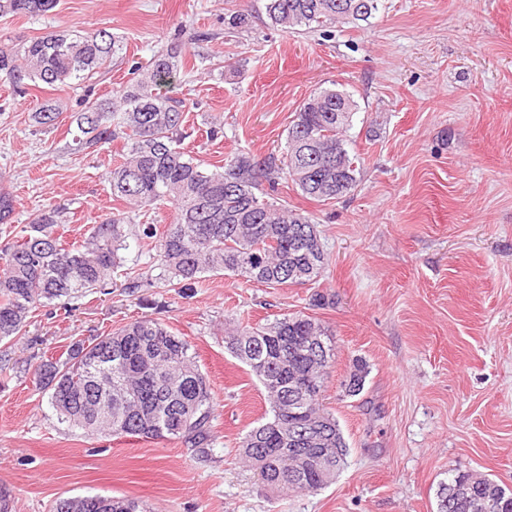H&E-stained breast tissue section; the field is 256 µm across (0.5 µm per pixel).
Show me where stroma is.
Masks as SVG:
<instances>
[{
  "label": "stroma",
  "mask_w": 512,
  "mask_h": 512,
  "mask_svg": "<svg viewBox=\"0 0 512 512\" xmlns=\"http://www.w3.org/2000/svg\"><path fill=\"white\" fill-rule=\"evenodd\" d=\"M266 3L59 0L44 16L0 15L2 47L57 31L124 41L87 84L0 77V193L14 200L0 248L46 207L61 211L66 244L123 210L108 182L122 141L75 152L72 117L85 98L118 95L174 39L191 67L167 94L185 105L184 150L206 168L280 154L299 107L323 89L352 95L347 137L361 158L341 197L314 201L284 180L274 195L317 225L327 264L316 282L270 288L208 273L183 288L133 246L104 291L42 303L0 340V489L12 512H51L77 495L135 498L149 512H436L439 484L461 472L512 488V0H377L368 20L299 33L272 25ZM241 9L249 26L231 28ZM228 56L239 70L225 69ZM44 103L56 122H34ZM137 275L143 287L128 288ZM300 313L335 342L322 399L349 453L325 488L282 494L242 459L239 443L268 407L224 330ZM145 317L188 341L209 380L206 449L86 435L59 423L35 384L41 360ZM359 360L368 375L354 395Z\"/></svg>",
  "instance_id": "1"
}]
</instances>
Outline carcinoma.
<instances>
[{"instance_id": "obj_1", "label": "carcinoma", "mask_w": 512, "mask_h": 512, "mask_svg": "<svg viewBox=\"0 0 512 512\" xmlns=\"http://www.w3.org/2000/svg\"><path fill=\"white\" fill-rule=\"evenodd\" d=\"M58 0H0L1 14L43 15ZM375 0H267L266 14L281 27H332L366 20ZM122 50L105 31L93 35L59 31L19 46L0 47V74L17 86L86 82L104 74ZM184 67L172 44L136 67L132 82L116 99L86 100L75 115L76 150L93 152L124 141L112 169V195L129 212L170 202L176 216L161 235L152 225L135 235L143 247L153 239L158 261L178 282L192 284L205 273L228 272L267 286L315 281L326 254L312 219L271 197L278 179L291 180L303 195L336 199L357 182L356 158L345 132L356 108L343 91L325 89L303 102L288 128L284 151L257 159L240 153L224 166L207 169L181 147L184 104L160 89ZM59 211H41L22 230L21 241L0 252V338L17 335L30 310L44 300H66L106 285L129 248L126 213L90 229L78 246L63 247L54 236ZM226 343L250 368L266 393L269 416L240 441L243 457L273 491H317L345 463L348 446L335 417L320 402L334 345L315 320L303 314L277 318L251 330L231 331ZM307 376L301 419L312 433L298 432L288 378ZM58 420L86 433L146 439H182L196 448L211 440L213 401L190 345L152 320L131 322L86 343L75 342L65 361L47 360L35 372ZM299 448H338L326 471L310 466L288 476L290 454ZM466 487L472 499L453 492ZM437 512H512V491L483 476L458 473L439 486ZM146 512L128 497L89 495L56 500L53 512ZM112 505V510L99 508Z\"/></svg>"}]
</instances>
